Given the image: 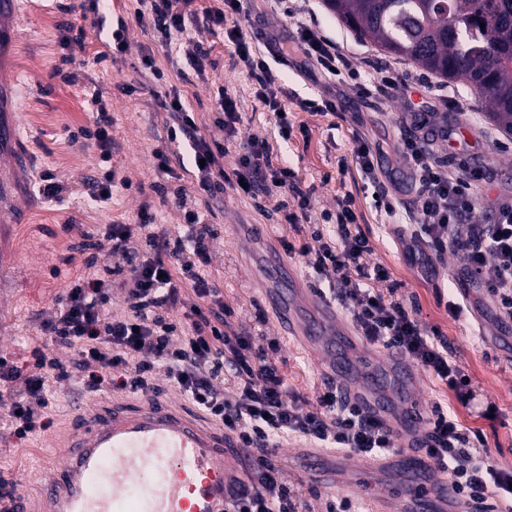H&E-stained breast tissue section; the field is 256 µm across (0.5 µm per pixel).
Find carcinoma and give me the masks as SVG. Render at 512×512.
<instances>
[{"instance_id": "cac0c4a2", "label": "carcinoma", "mask_w": 512, "mask_h": 512, "mask_svg": "<svg viewBox=\"0 0 512 512\" xmlns=\"http://www.w3.org/2000/svg\"><path fill=\"white\" fill-rule=\"evenodd\" d=\"M361 39L461 80L512 132V0H325Z\"/></svg>"}]
</instances>
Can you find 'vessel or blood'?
<instances>
[{"label":"vessel or blood","instance_id":"1","mask_svg":"<svg viewBox=\"0 0 512 512\" xmlns=\"http://www.w3.org/2000/svg\"><path fill=\"white\" fill-rule=\"evenodd\" d=\"M267 270L274 282L267 302L283 332L329 358L328 382L351 401L391 431L417 439L423 416L414 407L416 375L408 361L387 352L370 355L327 297L316 296L314 317L298 315L288 300L300 285L296 270L274 252ZM71 427L61 443L62 463L42 477L37 500L19 502L20 512H226L250 481L253 457L236 438L167 397L103 401L79 412ZM381 464L411 475L395 493L399 512H471L458 503L447 474H435L424 454L397 453ZM301 467L325 485L340 477L339 468L324 466L313 453Z\"/></svg>","mask_w":512,"mask_h":512}]
</instances>
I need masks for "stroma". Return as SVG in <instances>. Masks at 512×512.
Instances as JSON below:
<instances>
[{"label":"stroma","mask_w":512,"mask_h":512,"mask_svg":"<svg viewBox=\"0 0 512 512\" xmlns=\"http://www.w3.org/2000/svg\"><path fill=\"white\" fill-rule=\"evenodd\" d=\"M66 2L21 0L15 14L0 17V30L5 33L0 43V124L15 127L20 140L18 146L0 152V175L14 186L13 197L0 202V355L24 367L32 350L43 344L44 319L70 282L84 272L72 250L81 232L106 224L136 223L138 210L147 200L158 223L170 229L181 224L182 213L172 198L155 190L163 181L155 152L164 148L171 121L165 103L180 96L205 131L213 126L216 94L222 90L236 102L241 116L237 134L227 144L225 169L234 167L241 142L254 137L267 143L273 161L288 162L313 187V215L333 208L339 196L355 198L357 228L372 248L363 261L382 265L389 273L387 281L376 283V290L393 292L424 328L439 332L449 356L469 376L479 400L492 406L493 414L482 416L459 407L453 393L424 369L418 372L420 405L427 412L438 404L454 410L463 428L481 433L490 462L512 469V336L502 335L496 312L479 290L469 288L467 274L451 253L426 247L418 259H411L404 241L393 231L394 225L414 221L416 193L395 148L402 136L418 135V128L406 122L405 114L410 105L423 101V94L414 89L406 96L365 99L320 72L304 75L273 64L274 75L293 94L287 105L294 124L307 129L306 134H293L286 141L225 31L238 25L250 35L261 27L292 39L299 17L272 11L267 0H248V21L230 15L224 23L210 24L205 13L219 8L220 0H194L197 26L189 36L175 33L166 40L137 24L134 0H112L103 31L89 32L84 50L73 55L64 39L83 19L80 13L63 11ZM314 8L321 33L336 40L365 73L388 65L405 80L424 78V70L409 60L358 39L327 10L323 0H316ZM120 18L128 25L127 47L122 51L111 44L112 30ZM190 37L208 51L196 67L185 57ZM102 52L107 55L103 62L97 59ZM146 56L152 58L153 69L142 65ZM127 84L135 85L134 93L124 92ZM96 87L102 88L112 115V163L129 183L128 188L115 189L105 202L95 200L90 187L105 168L99 150L70 138L71 132L92 125L95 114L88 99ZM443 88L445 93L465 96L466 107L458 111L441 102L435 116L460 126L468 148L460 155L437 139L431 150L450 165L463 159L476 167L481 159H488L484 167L487 181L474 195L478 217L489 220L496 200L512 195V135L469 97L463 83L447 82ZM326 92L341 95L343 112L320 114L300 108V100ZM358 137L380 150V181L396 183L399 188L401 205L395 221L376 213L372 186L350 162ZM45 173L66 185L63 200L49 201L39 195L40 177ZM211 206L215 235L210 241L209 271L229 311L226 332L251 336L254 348L263 349L284 375L289 396L315 402L326 383L321 362L281 333L263 297L269 285L266 254L281 241L309 236V224L296 226L286 223L282 214L259 211L250 195L234 187L225 188ZM464 287L469 290L468 308L452 313L448 303ZM54 390L50 425L33 441L17 442L0 422V476L31 498L38 494L43 472L57 464L55 445L68 432L78 407L93 399L84 391L77 371L56 382ZM306 452L302 442L291 439L276 454L297 495L300 512H326L329 501L347 496L357 503L364 501L361 493L315 487L297 468Z\"/></svg>","instance_id":"35a3bbf8"}]
</instances>
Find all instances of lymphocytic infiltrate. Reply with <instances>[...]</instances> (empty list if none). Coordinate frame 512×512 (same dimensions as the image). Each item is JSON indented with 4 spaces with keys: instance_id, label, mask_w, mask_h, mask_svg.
I'll return each mask as SVG.
<instances>
[{
    "instance_id": "f902f5d3",
    "label": "lymphocytic infiltrate",
    "mask_w": 512,
    "mask_h": 512,
    "mask_svg": "<svg viewBox=\"0 0 512 512\" xmlns=\"http://www.w3.org/2000/svg\"><path fill=\"white\" fill-rule=\"evenodd\" d=\"M135 10L140 27L162 34L186 32L184 14L174 11V0H138ZM227 37L237 58L258 85V94L272 114L281 138H290L293 125L285 116L287 89L273 74L267 59L285 58L282 42L266 33L262 39L268 56L257 54L240 27ZM294 52L307 66L353 80L360 95L373 88L362 81L343 48L322 35L315 24L300 23ZM214 132L202 133L180 97L167 105L172 119L167 141L187 140L194 160L188 169L196 188L206 196L223 193L225 187L246 185L254 189L267 179L289 193L292 209L285 214L290 224L309 221L312 192L302 188L295 169L272 165L267 146L257 139L243 145L232 170H225V138L234 136L239 114L234 100L220 94ZM427 139L402 138L398 158L417 191V227L410 234L409 253L422 244L450 251L466 269L472 287L483 289L499 318L512 320V202L497 201L490 223L475 217L474 189L485 180L483 171L459 164L451 171L427 149ZM183 208L184 224L177 235L158 227L150 204H142L138 224H109L104 231L84 233L79 245L88 270L75 279L44 326L47 347L34 348L28 371L0 357V384L22 381L16 397L1 400L8 425L18 441L47 428L43 415L51 405L52 380L67 378L64 365L52 357L48 346L70 350L73 364L82 372L86 391L112 390L150 392V379L163 368L181 393L203 411L221 420L240 446L254 451L256 468L250 484L241 487L227 512H296L297 503L285 476L270 461L282 440L300 437L314 444L350 450L370 456L395 450L389 430L370 418L356 404L344 401L334 387H326L315 403L288 400V389L278 368L267 362L263 351L254 349L250 337L224 331L223 308L191 307L192 330L178 336L170 314L181 301L184 288H192L202 299L212 297L208 241L213 235L209 210ZM336 227V243H285L287 252L306 259L314 273L327 282L328 295L347 310L363 336L372 343L402 353L427 369L440 384L452 391L464 408L476 409L477 394L469 377L448 355L437 334L428 331L397 301L385 299L372 289L375 281L388 278L380 265L369 267L362 258L368 241L354 226L358 222L351 195L337 197L336 206L324 215ZM145 233L147 254L132 247L135 230ZM108 250L116 263L97 271V254ZM125 294L126 311L113 315L112 290ZM236 390L226 393V382ZM422 446L423 453L448 473L455 494L475 507V512H497L500 502L512 504V471L490 465L481 452V436H469L454 411L432 410Z\"/></svg>"
}]
</instances>
